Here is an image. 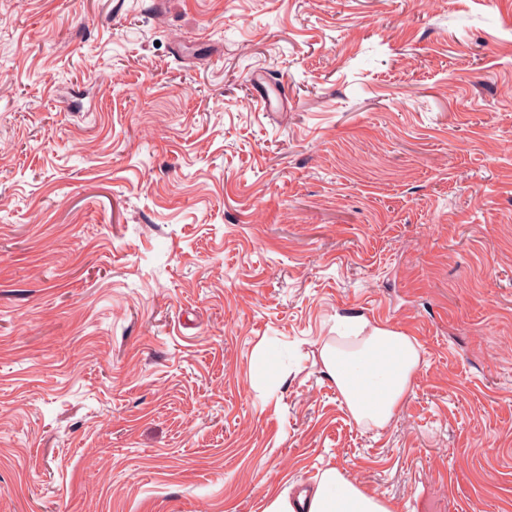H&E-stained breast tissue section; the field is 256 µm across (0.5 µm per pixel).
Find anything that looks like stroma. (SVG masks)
<instances>
[{
    "label": "stroma",
    "mask_w": 512,
    "mask_h": 512,
    "mask_svg": "<svg viewBox=\"0 0 512 512\" xmlns=\"http://www.w3.org/2000/svg\"><path fill=\"white\" fill-rule=\"evenodd\" d=\"M0 68V512H512V0H0ZM358 347L325 345L320 358L357 423L384 428L402 405L420 363L415 339L405 332L365 317L357 333ZM299 499H306L304 512H395L393 505L368 494L334 467L322 471Z\"/></svg>",
    "instance_id": "1"
}]
</instances>
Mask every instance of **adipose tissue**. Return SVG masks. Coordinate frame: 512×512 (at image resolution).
<instances>
[{
  "instance_id": "adipose-tissue-1",
  "label": "adipose tissue",
  "mask_w": 512,
  "mask_h": 512,
  "mask_svg": "<svg viewBox=\"0 0 512 512\" xmlns=\"http://www.w3.org/2000/svg\"><path fill=\"white\" fill-rule=\"evenodd\" d=\"M357 330L362 338L356 349L327 345L320 358L354 419L380 429L402 405L420 353L412 336L380 322L360 318ZM302 497L306 512H394L393 505L333 467L322 471Z\"/></svg>"
}]
</instances>
